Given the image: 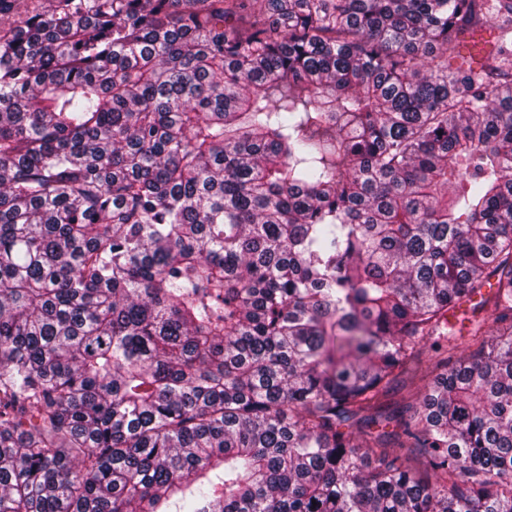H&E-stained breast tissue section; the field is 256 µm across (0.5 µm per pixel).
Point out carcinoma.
Returning a JSON list of instances; mask_svg holds the SVG:
<instances>
[{
	"label": "carcinoma",
	"mask_w": 512,
	"mask_h": 512,
	"mask_svg": "<svg viewBox=\"0 0 512 512\" xmlns=\"http://www.w3.org/2000/svg\"><path fill=\"white\" fill-rule=\"evenodd\" d=\"M171 503L512 512V0L0 35V512Z\"/></svg>",
	"instance_id": "carcinoma-1"
}]
</instances>
